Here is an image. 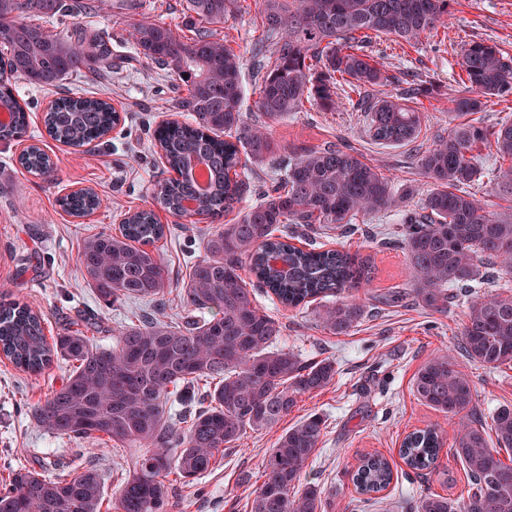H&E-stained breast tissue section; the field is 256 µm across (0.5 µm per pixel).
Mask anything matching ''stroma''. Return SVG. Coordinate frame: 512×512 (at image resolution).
Here are the masks:
<instances>
[{
	"mask_svg": "<svg viewBox=\"0 0 512 512\" xmlns=\"http://www.w3.org/2000/svg\"><path fill=\"white\" fill-rule=\"evenodd\" d=\"M247 3V10L218 26L217 34L241 54L249 70L261 0ZM138 20V15L109 9L77 18L78 25L108 31L112 37L110 71H86L63 83L67 89L109 98L120 112L121 121L103 141L75 150L44 137L42 145L55 163L45 175L21 167L22 142H0V301L20 300L40 311L49 337L56 336L63 317L80 311L100 313L104 331L97 343L104 347L111 346L115 330L140 317L174 324L189 314L181 286L190 266L205 255L203 241L212 230V220H198L194 228L186 229L172 214L156 209L160 222L170 228L161 243V257L171 279L170 288L157 298L107 302L89 286L79 262L86 238L118 233L126 213L156 208L152 190L163 163L151 133L165 119L162 107L174 93L171 80L135 60L125 42ZM470 40L497 44L512 56V0H452L437 36L424 35L408 44L380 35L368 43L366 50L380 68L391 76L410 71L430 90L418 103L423 119L414 143L374 144L364 112L351 104L333 112L308 105L273 126L276 149L264 160L250 163L249 175L256 185H263L292 151L336 144L378 166L401 193L420 198L428 185L419 156L457 121L451 107L461 89L458 61L463 44ZM79 187L93 188L101 201L99 209L81 219L64 212L58 203ZM354 222L353 232L332 231L320 240L323 248H345L371 261V280L358 290L369 311L354 330L330 334L318 327L314 305L287 310L265 294L257 296L259 305L283 326L280 348L309 361L334 360V382L303 396L279 425L247 431L199 484L176 486L173 512H250L253 476L264 457L283 430L312 413L325 417L326 428L302 479L322 488L326 512H417L419 498L428 491L467 496L470 482L450 452L457 422L419 401L412 382L418 368L434 354L454 351L468 304L453 301L444 313L411 301L387 311L371 310L373 295L408 284L410 269L402 246L388 242L397 217L361 214ZM462 368L476 386V407L484 419H491L500 407L512 406V369L502 372L469 362ZM69 372V365L61 361L35 376L0 358V479L17 466L56 475L90 463L106 486L102 512H115V491L137 449L74 443L42 430L29 413L30 405L60 388ZM426 426L441 432L444 447L437 469L418 475L403 464L398 449L409 432ZM374 453L391 461L394 481L370 500L356 490L353 475L361 458Z\"/></svg>",
	"mask_w": 512,
	"mask_h": 512,
	"instance_id": "obj_1",
	"label": "stroma"
}]
</instances>
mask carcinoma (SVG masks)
<instances>
[{
    "label": "carcinoma",
    "instance_id": "cac0c4a2",
    "mask_svg": "<svg viewBox=\"0 0 512 512\" xmlns=\"http://www.w3.org/2000/svg\"><path fill=\"white\" fill-rule=\"evenodd\" d=\"M244 0H186L194 21L181 35L148 16L132 26L128 41L137 57L180 82L181 93L167 112L186 113L153 130L167 169L175 176L155 185V199L178 218L218 217L236 209L254 185L241 155L255 161L273 152L272 125L298 112L308 100L324 111L339 107L345 84L370 112L368 132L385 146L412 142L421 113L408 100L428 92L412 87L404 96L367 102L368 88L388 81L362 45L369 33L407 43L445 23L451 0H263L262 36L254 44L257 78L254 106L265 117L247 121L243 60L216 26L243 9ZM144 0H0V141L27 133L28 113L15 94L23 81L50 88L84 71L112 68V38L82 28L55 31L49 24L65 17L143 8ZM461 94L452 100L460 117L482 112L492 98L512 96V57L494 44L473 40L461 52ZM110 105L77 92H65L46 112L44 124L58 142L87 145L115 126ZM494 151L490 169L498 194L512 200V122L481 126L460 122L426 149L419 162L430 189L412 208L378 167L340 146L304 148L288 156L260 201L241 209L232 224L215 228L184 283L188 317L167 325L147 316L118 330L113 345L95 344L101 317L78 315L48 342L44 319L28 304L0 302V353L21 370L42 373L55 358L71 364L66 382L30 406L43 430L81 443L112 442L143 448L115 493L116 512H171L174 482L196 483L216 465L224 449L249 430L277 425L298 398L318 392L336 376L329 359L307 362L278 349L282 325L257 304L260 290L284 307L320 301L317 326L346 335L367 314L354 291L370 282V260L358 253L317 245L322 227L349 229L359 214L402 210L399 236L407 252L408 288L374 297L378 310L411 297L421 307L444 312L463 296L468 302L457 353L465 360L499 368L512 364V290L476 295L483 280L512 278V205L489 214L468 190L482 171L474 150ZM210 170L209 187L200 191L194 161ZM30 173L52 167L40 147L20 158ZM242 172H237V169ZM235 176H230V173ZM98 197L70 194L74 216L95 209ZM295 224L312 234L300 248L283 240ZM166 238L151 209L126 216L120 234L99 233L82 246L80 263L89 285L106 299L157 297L170 285L157 243ZM249 266L257 283L241 269ZM191 395L172 412V397ZM413 390L427 406L458 419L453 451L471 483L465 498L429 492L418 512H512V409L494 416L495 436L487 434L476 410V388L455 356L436 353L416 371ZM325 420L314 413L285 431L264 459L250 512H324L322 490L302 482V474L323 437ZM444 445L436 428L418 429L399 448L404 464L418 473L437 466ZM393 470L379 455L362 459L353 482L364 494L390 486ZM105 485L87 465L66 475L49 476L21 466L0 481V512H101Z\"/></svg>",
    "mask_w": 512,
    "mask_h": 512
}]
</instances>
